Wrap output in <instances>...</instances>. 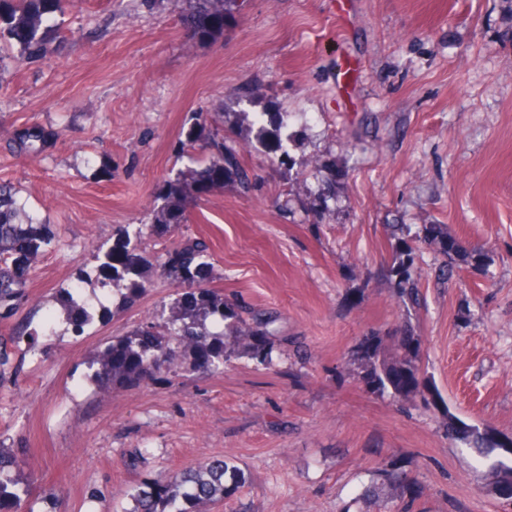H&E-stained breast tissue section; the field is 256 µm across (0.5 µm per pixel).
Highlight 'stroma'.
Returning a JSON list of instances; mask_svg holds the SVG:
<instances>
[{
  "mask_svg": "<svg viewBox=\"0 0 512 512\" xmlns=\"http://www.w3.org/2000/svg\"><path fill=\"white\" fill-rule=\"evenodd\" d=\"M56 23L39 58L0 40V183L53 232L16 318H52L56 334L0 381V448L25 450L33 484L24 512H132L141 479L217 455L245 482L211 512H388L361 497L382 467L408 474L411 512H512L488 476L512 466V0H238L203 43L173 0H70ZM219 106L252 191L226 183L175 232L145 234V292L73 336L60 290L92 296L98 248L148 222L189 164L194 113ZM259 112L282 113L291 164L254 138ZM32 126L57 134L37 156L17 144ZM392 224L415 251L411 308L385 273ZM426 224L487 250L489 267L441 275ZM187 238L209 245L212 288L273 312L275 369L183 360L98 392L96 351L169 309L179 287L160 264ZM406 315L425 388L402 402L369 390L354 358L371 335L393 357ZM449 415L497 449L451 441Z\"/></svg>",
  "mask_w": 512,
  "mask_h": 512,
  "instance_id": "1",
  "label": "stroma"
}]
</instances>
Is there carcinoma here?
Here are the masks:
<instances>
[{"label": "carcinoma", "mask_w": 512, "mask_h": 512, "mask_svg": "<svg viewBox=\"0 0 512 512\" xmlns=\"http://www.w3.org/2000/svg\"><path fill=\"white\" fill-rule=\"evenodd\" d=\"M182 4L181 21L190 38L212 39L224 31L225 15L234 9L236 0H175ZM63 0H0V36L15 41L27 56L41 55L47 50V36L56 14L62 12ZM228 112H199L190 129L183 150L208 153V161L194 169L178 172L167 180L161 194L162 204L153 210L148 228L172 232L187 223L188 205L199 199V190L224 189L227 181H235L242 192L252 186L248 171L242 166L232 147L224 141V125ZM276 112H261L253 123L259 142H275L282 147V129ZM49 134L34 126L23 131L19 146L37 151ZM10 186L0 185V322L11 320L26 302L29 275L39 260L42 246L50 243L52 232L47 224L22 221ZM424 239L450 262L485 265L486 257L463 249L458 241L439 224L424 226ZM208 246L189 239L168 249L161 264V275L187 286L169 307L162 324L143 320L123 336L97 351L90 366L94 367L97 388L136 389L158 382L162 374L186 356L194 357V365L203 370L247 357L265 369L274 366L271 343L272 317L251 311L224 300V295L209 286ZM101 295L91 303L75 286L64 293L62 305L67 324L74 336H82L94 319L95 308L106 309L104 301L112 294L119 296L122 306L145 290L140 281L143 260L132 243L130 231L122 225L115 230L111 248L98 253ZM389 277L395 279L399 296L412 301L418 294L419 282L414 274L413 248L398 242ZM34 333L28 326H18L0 334V368L8 365L14 347L21 341L32 342ZM399 354L390 360L379 359L381 340L366 336L358 346L361 379L372 390L391 392L400 400H412L422 394L416 350L420 340L415 328L404 321L395 340ZM448 437L463 442L483 455L495 447L494 438L476 427L459 425L448 418ZM18 457L0 451V512H18L21 502L31 494L29 484L20 481ZM492 484L512 493V468L495 465ZM241 471L224 458H214L196 469L154 479H145L132 489L134 512H191L224 499L239 487ZM372 496L386 498L394 504V512H409L413 500L412 484L395 469H383L372 485Z\"/></svg>", "instance_id": "1"}]
</instances>
